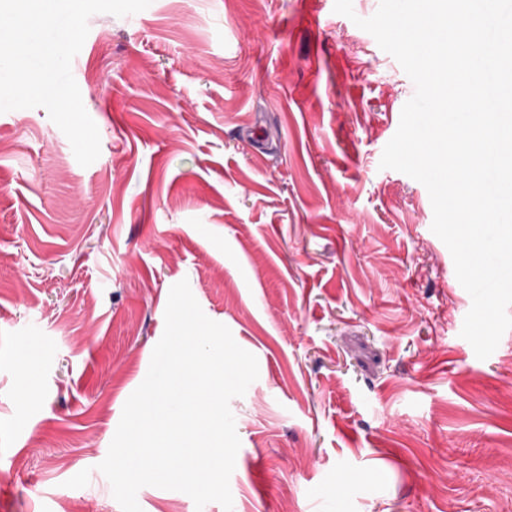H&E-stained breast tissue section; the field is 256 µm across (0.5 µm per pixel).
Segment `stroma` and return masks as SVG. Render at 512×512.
I'll list each match as a JSON object with an SVG mask.
<instances>
[{
    "label": "stroma",
    "instance_id": "stroma-1",
    "mask_svg": "<svg viewBox=\"0 0 512 512\" xmlns=\"http://www.w3.org/2000/svg\"><path fill=\"white\" fill-rule=\"evenodd\" d=\"M333 6L93 15L87 167L44 108L0 113V512H121L98 465L183 279L258 360L230 402L233 512L512 503V330L484 360L461 337L428 191L379 167L415 86Z\"/></svg>",
    "mask_w": 512,
    "mask_h": 512
}]
</instances>
